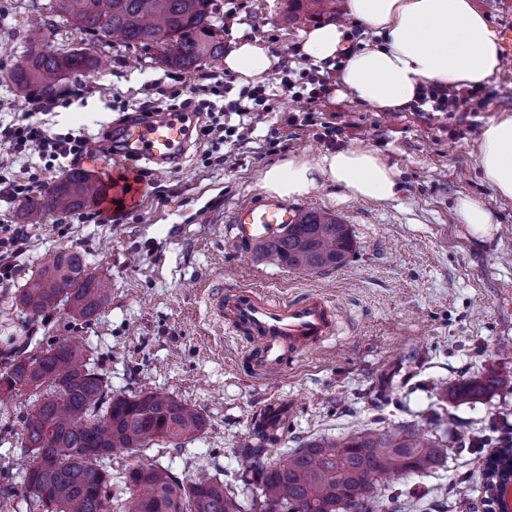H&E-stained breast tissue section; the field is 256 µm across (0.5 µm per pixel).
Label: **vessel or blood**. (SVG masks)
<instances>
[{
	"label": "vessel or blood",
	"mask_w": 512,
	"mask_h": 512,
	"mask_svg": "<svg viewBox=\"0 0 512 512\" xmlns=\"http://www.w3.org/2000/svg\"><path fill=\"white\" fill-rule=\"evenodd\" d=\"M187 123L173 112L127 122L115 138V149L130 163L179 162L185 154ZM142 192L141 183L126 177L114 183L111 205L133 208ZM294 217V208L284 202L252 204L235 213L231 230L236 240L254 242ZM209 303L217 321L249 337L252 373L260 379L283 373L296 356L323 346L336 330V309L319 293L284 297L263 288L228 289L219 282L209 293Z\"/></svg>",
	"instance_id": "b4317fda"
}]
</instances>
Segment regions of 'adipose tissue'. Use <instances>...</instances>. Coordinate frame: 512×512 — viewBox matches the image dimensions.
Returning a JSON list of instances; mask_svg holds the SVG:
<instances>
[{"instance_id":"1","label":"adipose tissue","mask_w":512,"mask_h":512,"mask_svg":"<svg viewBox=\"0 0 512 512\" xmlns=\"http://www.w3.org/2000/svg\"><path fill=\"white\" fill-rule=\"evenodd\" d=\"M348 13L376 36L375 45L352 53L340 75L343 96L379 112H399L422 88L489 83L503 64L500 43L486 15L472 0H348ZM346 27L319 24L302 34L301 51L319 64L347 45ZM277 57L260 42L238 37L224 68L248 82L260 78ZM483 181L512 200V114L487 121L478 139ZM351 195L386 199L398 186L397 172L376 152L349 148L318 162L289 159L268 168L262 187L279 197H300L317 177Z\"/></svg>"}]
</instances>
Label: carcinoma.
I'll use <instances>...</instances> for the list:
<instances>
[{
  "mask_svg": "<svg viewBox=\"0 0 512 512\" xmlns=\"http://www.w3.org/2000/svg\"><path fill=\"white\" fill-rule=\"evenodd\" d=\"M289 17L336 15V0H288ZM50 16L94 35L118 37L129 45L162 48L160 61L190 69L224 59V30L214 24L215 0H50ZM40 23L25 63L10 75L20 94L33 88L54 96L66 80L109 66L102 54L83 49L54 53L42 48ZM99 194L81 171L71 172L30 202L22 217L37 224L48 210L72 211ZM348 225L331 213L304 210L297 221L256 245L259 253L290 270L317 273L344 265L353 250ZM111 284L88 270L74 249L55 255L15 297L21 312L44 318L59 308L72 321L88 323L107 303ZM88 350L62 341L34 354L17 351L0 372V396L33 391L35 404L22 417L19 439L30 455L22 473L29 512H112L111 475L106 460L126 455L121 482L129 497L119 512H243L234 491L205 473L185 480L159 463L140 460L163 442L175 448L201 434L205 419L162 391L108 395L104 375L91 367ZM512 392V376L491 374L454 386L449 398L468 402L498 391ZM288 423L281 417L258 423L239 444L240 481L255 489L250 512H382L376 485L392 476L421 473L440 465L448 449L413 425L366 429L341 438L314 439L290 449L278 462L265 458Z\"/></svg>",
  "mask_w": 512,
  "mask_h": 512,
  "instance_id": "1",
  "label": "carcinoma"
}]
</instances>
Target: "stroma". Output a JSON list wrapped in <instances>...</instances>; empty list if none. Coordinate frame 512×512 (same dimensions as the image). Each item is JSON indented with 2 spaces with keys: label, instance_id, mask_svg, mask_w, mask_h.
Returning <instances> with one entry per match:
<instances>
[{
  "label": "stroma",
  "instance_id": "stroma-1",
  "mask_svg": "<svg viewBox=\"0 0 512 512\" xmlns=\"http://www.w3.org/2000/svg\"><path fill=\"white\" fill-rule=\"evenodd\" d=\"M48 2L0 0V100L9 104L0 121L27 108L8 75L23 64L30 25L46 16ZM287 3L216 0L225 44L241 33L279 57L264 77L271 109L254 128L262 138L285 137V144L261 155L241 148L228 166L206 158L224 154V147L194 138L177 168H153L146 192L120 223L84 224L72 211L28 225L13 274L0 282V366L31 339L44 347L81 340L113 393L164 391L202 414L205 430L184 450L163 443L148 455L175 476L203 469L229 482L245 506L251 492L232 479L240 468L234 447L251 434L259 411L274 405L288 417L287 437L267 448L273 460L314 437L413 424L449 437L452 449L435 469L381 483L382 503L396 495L400 512H485L474 463L502 437H512V393L453 403L447 392L466 378L512 374V200L494 195L478 164L481 126L512 113V62L486 85V98L463 112H377L335 90L313 101L312 79L335 87L340 69L303 57L301 34L315 21L288 22ZM47 47L93 50L111 61L109 69L87 77L82 97H74V83L66 81L46 117L52 132L88 134L96 149L78 168L102 183L125 165L107 140L117 117L108 107L113 94L133 112L153 80L186 90L215 73L236 79L220 62L178 70L158 63L156 47L100 39L63 23L55 24ZM308 113L313 125H290L291 117ZM325 123L341 129L336 145L321 139ZM336 148L377 152L399 182L389 199L348 196L322 181L293 198L300 209L330 211L348 224L354 249L342 267L304 274L228 243L235 212L266 201V169L291 156L316 161ZM462 195L496 214L486 232L458 222L454 204ZM71 248L85 254L90 271L110 280L111 300L87 324L61 311L31 321L15 306L17 289L58 251ZM217 278L282 295L323 294L339 311L337 333L284 373L254 378L248 339L217 322L208 308L209 285ZM33 402L27 390L0 401V464L10 463L17 478L26 462L18 432Z\"/></svg>",
  "mask_w": 512,
  "mask_h": 512
}]
</instances>
